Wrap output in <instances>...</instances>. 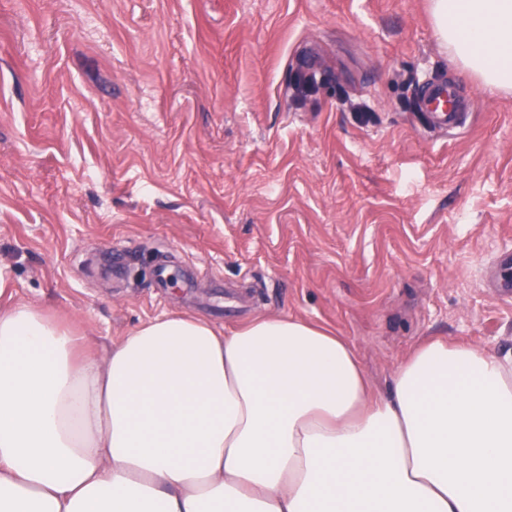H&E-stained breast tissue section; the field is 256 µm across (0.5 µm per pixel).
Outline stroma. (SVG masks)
Returning <instances> with one entry per match:
<instances>
[{"label":"stroma","instance_id":"stroma-1","mask_svg":"<svg viewBox=\"0 0 512 512\" xmlns=\"http://www.w3.org/2000/svg\"><path fill=\"white\" fill-rule=\"evenodd\" d=\"M433 77L463 128L418 111ZM507 248L512 91L429 0H0V296L96 360L157 317L294 316L384 394L422 340L512 350ZM161 255L193 287L154 288Z\"/></svg>","mask_w":512,"mask_h":512}]
</instances>
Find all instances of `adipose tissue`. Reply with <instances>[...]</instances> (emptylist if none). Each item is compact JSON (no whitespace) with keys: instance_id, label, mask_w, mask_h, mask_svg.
Listing matches in <instances>:
<instances>
[{"instance_id":"ef3b65f1","label":"adipose tissue","mask_w":512,"mask_h":512,"mask_svg":"<svg viewBox=\"0 0 512 512\" xmlns=\"http://www.w3.org/2000/svg\"><path fill=\"white\" fill-rule=\"evenodd\" d=\"M460 68L512 90V0H431ZM0 305V512H512V353L436 339L373 395L291 316L140 324L104 361Z\"/></svg>"}]
</instances>
